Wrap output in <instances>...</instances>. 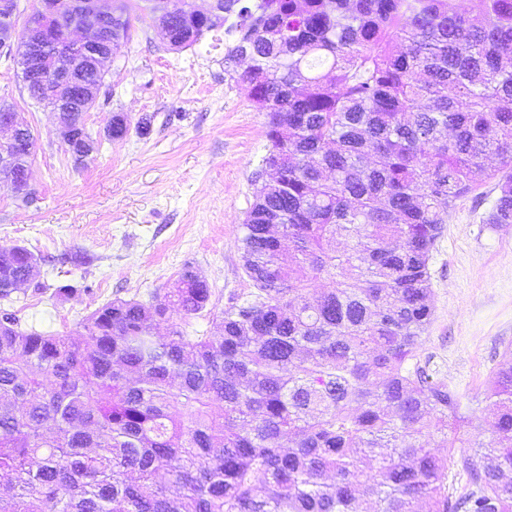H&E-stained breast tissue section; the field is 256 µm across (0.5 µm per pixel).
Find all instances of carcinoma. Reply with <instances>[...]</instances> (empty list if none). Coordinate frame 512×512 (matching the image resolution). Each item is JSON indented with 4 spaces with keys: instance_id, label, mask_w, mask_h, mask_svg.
<instances>
[{
    "instance_id": "1",
    "label": "carcinoma",
    "mask_w": 512,
    "mask_h": 512,
    "mask_svg": "<svg viewBox=\"0 0 512 512\" xmlns=\"http://www.w3.org/2000/svg\"><path fill=\"white\" fill-rule=\"evenodd\" d=\"M469 3L213 0L202 16L170 0L174 49L236 17L229 56L268 116L241 237L255 292L193 337L173 315L211 290L188 268L76 338L0 309V512H512V357L486 388V442L447 383L408 368L434 314L431 253L493 157L483 223L512 224V0ZM128 9L101 19L116 45ZM0 39L30 46L13 26ZM128 129L115 115L108 136ZM96 145L82 122L69 149ZM16 155L12 185L32 151ZM34 262L0 252V299Z\"/></svg>"
}]
</instances>
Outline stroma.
<instances>
[{
	"label": "stroma",
	"mask_w": 512,
	"mask_h": 512,
	"mask_svg": "<svg viewBox=\"0 0 512 512\" xmlns=\"http://www.w3.org/2000/svg\"><path fill=\"white\" fill-rule=\"evenodd\" d=\"M128 2L130 39L85 115L98 141L86 157L69 150L58 114L29 97L16 62L0 55V103L34 136L26 197L0 184V247L20 245L37 259L34 284L0 300V309H18L29 329L77 334L103 304L164 295L189 268L212 291L209 310L188 319L187 333L198 336L252 289L240 238L268 151L267 115L241 80L246 62L226 59L236 38L219 27L174 50L161 33V9ZM117 113L131 126L110 139L104 131ZM495 183L482 176L444 227L430 260L433 321L417 355L459 394L483 441L492 422L484 390L512 351V224L480 221ZM67 285L71 294L60 295Z\"/></svg>",
	"instance_id": "stroma-1"
}]
</instances>
